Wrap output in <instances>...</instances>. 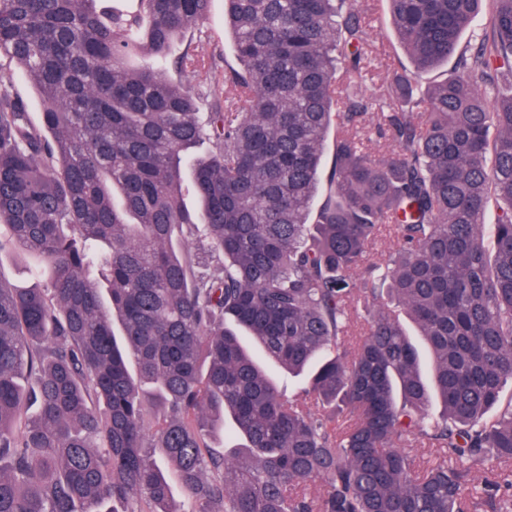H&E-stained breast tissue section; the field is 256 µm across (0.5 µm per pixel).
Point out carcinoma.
Returning <instances> with one entry per match:
<instances>
[{
    "instance_id": "1",
    "label": "carcinoma",
    "mask_w": 512,
    "mask_h": 512,
    "mask_svg": "<svg viewBox=\"0 0 512 512\" xmlns=\"http://www.w3.org/2000/svg\"><path fill=\"white\" fill-rule=\"evenodd\" d=\"M93 2L0 0V57L42 118L0 71V252L47 283L0 281V512H469L488 462L512 461V0H387L413 69L391 72L381 158L360 135L374 100L337 78L365 68L348 0H225L240 68L222 102L183 46L210 0L107 21ZM452 58L459 74L418 89ZM392 228L389 263L369 262ZM384 294L397 309L353 337ZM241 331L312 368L300 399ZM478 505L512 512V482ZM0 64L2 65V71L14 73L13 82L15 87L22 97L28 101L32 121L38 123L40 120L41 107L34 89L31 87L27 79L17 71L13 63L10 64L9 61L2 57L0 59Z\"/></svg>"
}]
</instances>
